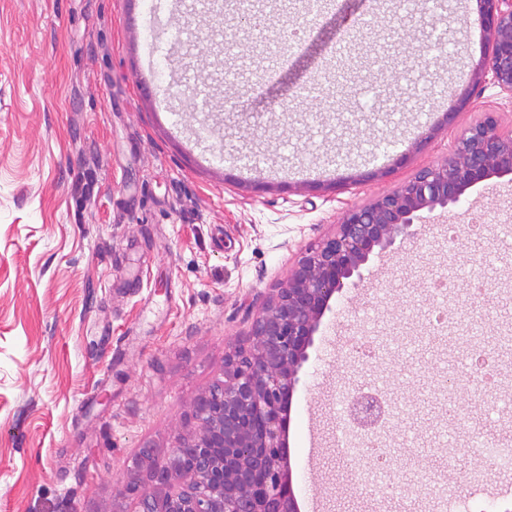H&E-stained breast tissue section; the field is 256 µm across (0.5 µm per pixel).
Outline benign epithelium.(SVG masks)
Returning <instances> with one entry per match:
<instances>
[{"label":"benign epithelium","mask_w":512,"mask_h":512,"mask_svg":"<svg viewBox=\"0 0 512 512\" xmlns=\"http://www.w3.org/2000/svg\"><path fill=\"white\" fill-rule=\"evenodd\" d=\"M489 51L474 67L455 113L490 86L512 104V0H475ZM512 177V131L484 112L461 132L454 150L392 190L341 213L335 231L309 246L288 280L272 290L246 342L224 361V379L195 401L194 431L163 459L140 456L123 490L140 512H299L286 440L288 405L321 319L345 288L364 281L374 253L418 235L424 215L463 206L469 191ZM353 423L382 447L390 412L362 391Z\"/></svg>","instance_id":"7a95c632"}]
</instances>
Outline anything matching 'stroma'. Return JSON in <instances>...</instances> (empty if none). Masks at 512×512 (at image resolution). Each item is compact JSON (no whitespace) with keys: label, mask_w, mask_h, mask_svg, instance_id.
Returning a JSON list of instances; mask_svg holds the SVG:
<instances>
[{"label":"stroma","mask_w":512,"mask_h":512,"mask_svg":"<svg viewBox=\"0 0 512 512\" xmlns=\"http://www.w3.org/2000/svg\"><path fill=\"white\" fill-rule=\"evenodd\" d=\"M192 2L153 30L141 0H0V512H139L120 488L141 449L193 430V401L342 209L448 156L481 113L512 128L492 89L443 119L437 88L465 89L484 56L474 0H288L267 34L304 39L272 73L226 54L231 8ZM369 84L401 111L362 115ZM469 201L372 256L323 316L288 411L300 506L445 512L420 483L439 471L470 512H512V465L471 448L512 432V180ZM359 389L399 404L389 490L353 454L339 398Z\"/></svg>","instance_id":"obj_1"}]
</instances>
